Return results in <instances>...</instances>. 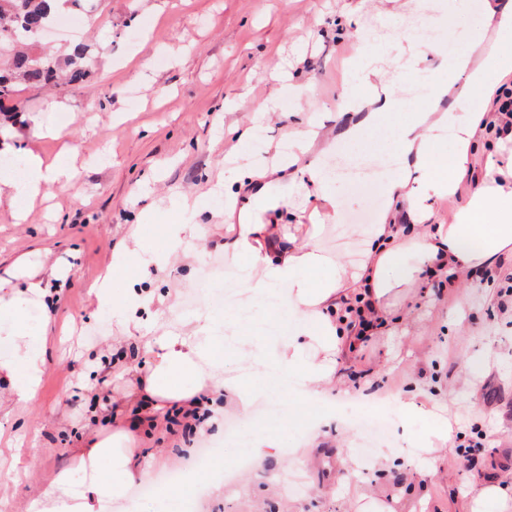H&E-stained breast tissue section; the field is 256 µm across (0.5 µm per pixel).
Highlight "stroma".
Returning a JSON list of instances; mask_svg holds the SVG:
<instances>
[{"label": "stroma", "mask_w": 512, "mask_h": 512, "mask_svg": "<svg viewBox=\"0 0 512 512\" xmlns=\"http://www.w3.org/2000/svg\"><path fill=\"white\" fill-rule=\"evenodd\" d=\"M483 0H458L446 20L428 23L431 42L460 54L467 32L479 21ZM408 0H101L96 13L64 12L70 36L107 41L109 53L75 90L46 93L25 89V110L0 128V155L74 167L73 184L55 186L36 200L15 196L0 184V285L24 287L41 281L48 306L28 308L27 331L48 335L37 399L27 406L0 404V448L14 447L20 459L37 458L38 468L19 484L0 477V512H31V501L60 471L73 490L87 474L74 464L82 442L112 427L106 402L121 403L124 380L107 375L118 358L112 339L125 328L100 315L92 286L112 263V249L139 226L145 246L160 247L164 224H197L205 234L201 258L179 257L152 274L151 285L177 296L174 315L208 311L222 319L214 348L232 358L238 329L224 313L225 295L246 296L243 267L226 271L224 198L238 173L257 161L274 162L288 131L307 117L322 124L330 139L348 122L338 113L340 92L360 30L378 24L381 38H397ZM266 100L277 109L257 119ZM367 132L343 151L344 160L385 161L398 156L395 128ZM251 130L244 157H236L237 136ZM468 177L455 196L432 203L431 223H452L456 212L486 179L488 155L508 158L512 145L496 134L477 135ZM331 189L343 202L338 223L325 225L319 241L342 261L355 259L362 236L351 230L366 213L376 223L385 194L369 196L364 183L342 182L329 173ZM512 285V266L477 269L458 287H439L425 276L408 310L388 329L376 332L343 368V384L328 401H305L296 386L276 383L271 397L280 414L252 424L234 410L206 429L205 439L223 444L226 422L241 436L261 433L282 448L262 467L237 466L235 447H225L230 474L219 489L207 473L197 475L205 492L199 512H348L354 487L377 496L398 495L414 512H463L481 480L512 482V308L500 293ZM248 342L274 353L297 327L282 320L279 333L265 330L266 302L254 301ZM427 394L415 397L419 377ZM415 397L423 409L443 405L453 423L437 472H430L412 448L398 397ZM336 408L334 422L313 421L323 405ZM319 440L320 462L303 454L310 437ZM468 445L483 463L470 468L458 445ZM356 455L349 483L336 479L345 449ZM390 449L399 468L383 476L376 450ZM192 445L178 446L160 434L147 440L143 455L150 475L181 470Z\"/></svg>", "instance_id": "1"}]
</instances>
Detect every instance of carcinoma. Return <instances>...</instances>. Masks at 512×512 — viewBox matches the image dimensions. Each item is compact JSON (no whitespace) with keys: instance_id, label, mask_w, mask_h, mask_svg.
I'll use <instances>...</instances> for the list:
<instances>
[{"instance_id":"obj_1","label":"carcinoma","mask_w":512,"mask_h":512,"mask_svg":"<svg viewBox=\"0 0 512 512\" xmlns=\"http://www.w3.org/2000/svg\"><path fill=\"white\" fill-rule=\"evenodd\" d=\"M85 0H0V36L17 44V51L0 66V111L19 112L21 108L4 102L14 99L20 87L42 89L80 87L89 76L93 53L88 44L76 41L67 53L36 45L35 32L53 22L59 8L79 7Z\"/></svg>"}]
</instances>
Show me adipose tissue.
<instances>
[{
  "instance_id": "ef3b65f1",
  "label": "adipose tissue",
  "mask_w": 512,
  "mask_h": 512,
  "mask_svg": "<svg viewBox=\"0 0 512 512\" xmlns=\"http://www.w3.org/2000/svg\"><path fill=\"white\" fill-rule=\"evenodd\" d=\"M512 34V0H487L481 29L469 36V50L456 61L458 70L467 72L468 81L458 92L469 98L483 87L490 74L512 71V48L486 47V29ZM369 40H360L356 53L362 61L357 84L345 88L340 111L358 113L336 137V145L356 143L367 130L380 129L397 106L393 84L384 80L369 50ZM498 113L474 112L456 122V148L443 152L433 127L454 122L452 115L435 116L411 112L397 127V140L404 165L386 182L391 202L378 223L361 232L364 253L355 265L333 259L317 245L322 222L340 218V202L331 192L320 160L310 157L313 130L293 127L288 131L292 146L283 162L261 167L256 183L245 197H231L224 207V255L247 258L249 275L244 287L266 292L268 287L284 288L288 314L301 324L276 352L273 362L284 377L298 378L302 397L321 399L339 384L338 372L363 344L357 319L370 321L383 329L397 309L412 301V292L426 270L459 279L470 270L490 267L512 258V187L498 184L495 174L512 177V163L498 166L488 159L492 178L470 197L454 223L431 224L427 217L430 201L454 195L469 174L470 151L479 123L497 126ZM28 175L13 183L15 196L31 197L55 185L72 184L76 174L67 165L44 166L38 155L27 158ZM288 182L304 196L315 197L317 206L309 217L314 226L306 242L285 235L274 244L273 225L264 221L266 212L282 206V198L269 194V183ZM406 211L410 225L397 221ZM161 232L163 250L142 259L139 231L131 229L124 242L112 251L113 270L122 269L129 258H137L142 276L168 265L177 253H189L190 244L201 231L195 224H165ZM91 293L98 308L110 310L113 319L124 326L139 325V313H155L164 331L158 336L126 337L131 361L113 364L112 372L124 377L128 392L114 412V430L98 432L79 451L77 466L89 475L78 498H71L67 474L57 475L40 492L37 512H102L106 499L122 498L126 488L146 476L141 453L142 442L163 420L165 409H172L180 422H193L202 398H210L209 410L221 416L225 405L249 413L255 401L266 395L269 386L257 371L263 361L251 348L239 350L235 370H227L215 356L211 343L219 321L207 312L181 322L168 319L172 306L145 288H128L115 294L111 277H104ZM46 291L39 282L28 281L25 289L0 293V317L6 318L13 332L0 336V388L7 390L17 405L32 403L38 394L45 363L47 336L26 332V304L43 301ZM403 421L423 418L427 430L413 438L421 458L430 470H437L449 438L447 420L438 411L419 412L413 401L400 400ZM109 462L111 476H103L101 462Z\"/></svg>"
}]
</instances>
